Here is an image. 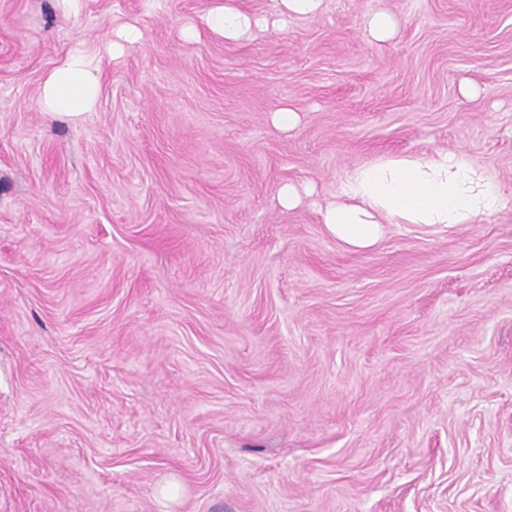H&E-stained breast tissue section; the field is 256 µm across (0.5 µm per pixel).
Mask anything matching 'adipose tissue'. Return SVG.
<instances>
[{"label": "adipose tissue", "instance_id": "ef3b65f1", "mask_svg": "<svg viewBox=\"0 0 512 512\" xmlns=\"http://www.w3.org/2000/svg\"><path fill=\"white\" fill-rule=\"evenodd\" d=\"M200 21L207 29L237 41L247 38L263 19L224 4L209 9ZM116 40L91 46L78 40L43 82L44 112L78 119L91 111L101 86L102 51L119 41L138 39V30L120 26ZM512 198L483 167L459 150H435L421 156H388L355 168L343 180L338 199L323 213L336 238L354 250L373 247L386 221L406 224H470L503 209Z\"/></svg>", "mask_w": 512, "mask_h": 512}]
</instances>
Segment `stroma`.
Listing matches in <instances>:
<instances>
[{
  "label": "stroma",
  "instance_id": "stroma-1",
  "mask_svg": "<svg viewBox=\"0 0 512 512\" xmlns=\"http://www.w3.org/2000/svg\"><path fill=\"white\" fill-rule=\"evenodd\" d=\"M221 2L0 0V512H512V203L359 251L322 217L384 155L512 191V0L234 42ZM123 24L94 110L42 112ZM365 26L373 39L384 41L393 36L396 22L390 13L377 11L366 17Z\"/></svg>",
  "mask_w": 512,
  "mask_h": 512
}]
</instances>
